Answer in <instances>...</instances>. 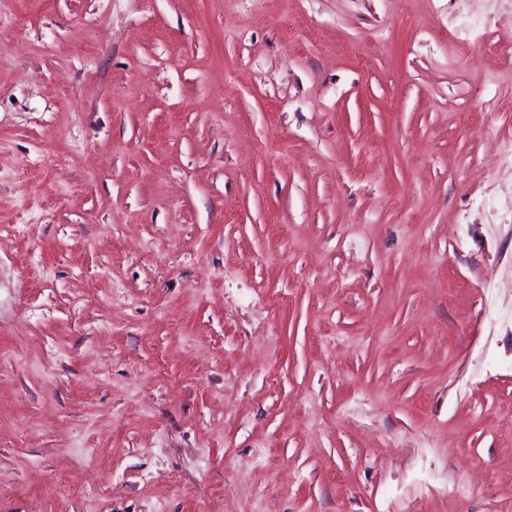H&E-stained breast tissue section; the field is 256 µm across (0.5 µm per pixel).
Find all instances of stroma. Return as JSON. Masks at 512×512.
I'll return each instance as SVG.
<instances>
[{
	"label": "stroma",
	"mask_w": 512,
	"mask_h": 512,
	"mask_svg": "<svg viewBox=\"0 0 512 512\" xmlns=\"http://www.w3.org/2000/svg\"><path fill=\"white\" fill-rule=\"evenodd\" d=\"M509 43L512 0H0V512H512Z\"/></svg>",
	"instance_id": "obj_1"
}]
</instances>
